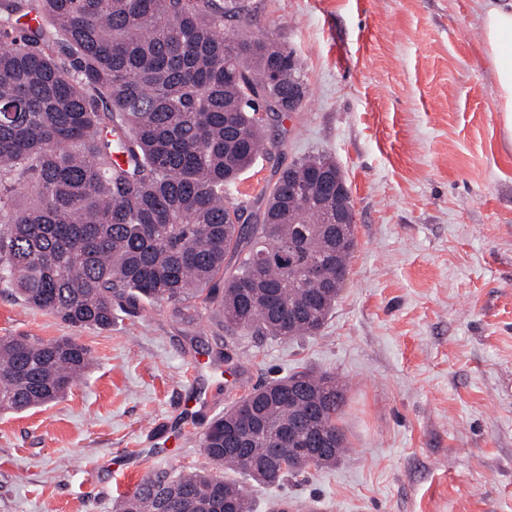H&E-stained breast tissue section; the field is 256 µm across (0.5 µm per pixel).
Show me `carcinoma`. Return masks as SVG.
I'll use <instances>...</instances> for the list:
<instances>
[{
    "instance_id": "1",
    "label": "carcinoma",
    "mask_w": 512,
    "mask_h": 512,
    "mask_svg": "<svg viewBox=\"0 0 512 512\" xmlns=\"http://www.w3.org/2000/svg\"><path fill=\"white\" fill-rule=\"evenodd\" d=\"M33 17L36 26L18 27ZM242 0H6L0 5V286L71 327L108 329L114 309L167 302L224 327L293 340L320 333L355 243L325 223L336 161L278 170L260 213L224 199L272 152L257 113L297 111L294 53L268 37H224ZM121 152L124 167L113 160ZM305 184L304 193L292 192ZM239 266L224 274V258ZM69 336L0 338V413L53 403L90 368ZM344 388L304 368L233 399L201 441L207 467L147 476L115 512H255L238 476L260 487L336 464ZM311 431L327 448L270 463L279 435ZM247 438L224 451V432Z\"/></svg>"
}]
</instances>
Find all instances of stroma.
<instances>
[{
    "mask_svg": "<svg viewBox=\"0 0 512 512\" xmlns=\"http://www.w3.org/2000/svg\"><path fill=\"white\" fill-rule=\"evenodd\" d=\"M224 34L303 62L298 111L226 191L258 211L278 167L332 156L356 247L318 336L227 334L212 305L162 303L75 329L0 290V337H74L93 363L57 403L0 413V512H114L148 473L203 467L202 434L237 394L301 367L346 388L335 466L255 487L256 512H512V147L481 50L480 0H247ZM212 406L193 416L196 395Z\"/></svg>",
    "mask_w": 512,
    "mask_h": 512,
    "instance_id": "1",
    "label": "stroma"
}]
</instances>
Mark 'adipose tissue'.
<instances>
[{
    "label": "adipose tissue",
    "instance_id": "adipose-tissue-1",
    "mask_svg": "<svg viewBox=\"0 0 512 512\" xmlns=\"http://www.w3.org/2000/svg\"><path fill=\"white\" fill-rule=\"evenodd\" d=\"M480 23L482 52L493 63L495 110L512 142V0H484Z\"/></svg>",
    "mask_w": 512,
    "mask_h": 512
}]
</instances>
